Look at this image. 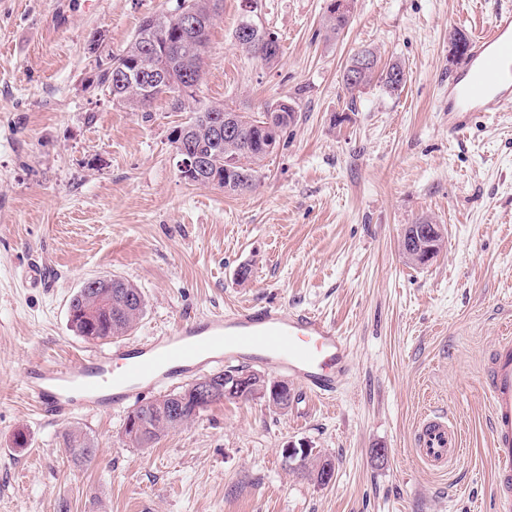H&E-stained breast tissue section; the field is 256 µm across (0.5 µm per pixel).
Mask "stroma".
Listing matches in <instances>:
<instances>
[{
	"mask_svg": "<svg viewBox=\"0 0 512 512\" xmlns=\"http://www.w3.org/2000/svg\"><path fill=\"white\" fill-rule=\"evenodd\" d=\"M174 2L0 0V512H493L480 376L512 329V104L451 126L449 34L486 29L512 0H354L330 39L329 0H256L250 15L223 0L199 99L297 111L258 188L234 195L179 178L169 132L186 115L167 99L146 120L87 87L97 58ZM247 15L278 37L275 66L237 46ZM361 47L403 64L401 91L349 97L341 76ZM425 219L444 245L415 266L401 241ZM33 264L47 287L25 282ZM104 274L145 296L128 340L238 302L282 304L333 321L354 370L335 400L227 402L152 448L126 439L123 410L49 419L22 372L95 350L68 308ZM431 410L463 439L445 472L412 451ZM74 429L98 449L91 465L62 448ZM290 443L332 458L335 482L287 469Z\"/></svg>",
	"mask_w": 512,
	"mask_h": 512,
	"instance_id": "obj_1",
	"label": "stroma"
}]
</instances>
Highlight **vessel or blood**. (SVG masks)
I'll return each instance as SVG.
<instances>
[{
	"label": "vessel or blood",
	"mask_w": 512,
	"mask_h": 512,
	"mask_svg": "<svg viewBox=\"0 0 512 512\" xmlns=\"http://www.w3.org/2000/svg\"><path fill=\"white\" fill-rule=\"evenodd\" d=\"M512 101V10L497 13L476 33L465 58L448 75V113L495 112ZM258 362L295 379L309 397L335 398L350 375L353 353L335 324L283 305L236 304L225 313L176 323L162 335L114 343L76 365L32 364L23 391L39 413L66 420L79 413L124 408L148 393L176 384L215 364ZM490 411L495 512H512V334L498 336L483 374ZM413 451L445 470L462 440L447 415L428 412L417 421Z\"/></svg>",
	"instance_id": "obj_1"
}]
</instances>
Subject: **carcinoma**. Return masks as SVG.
Returning <instances> with one entry per match:
<instances>
[{"instance_id": "1", "label": "carcinoma", "mask_w": 512, "mask_h": 512, "mask_svg": "<svg viewBox=\"0 0 512 512\" xmlns=\"http://www.w3.org/2000/svg\"><path fill=\"white\" fill-rule=\"evenodd\" d=\"M219 0H175L167 13L152 14L142 18L127 46L118 54H110L97 65L94 78L88 87L105 92L112 100L143 112L152 118L151 106L160 97H167L175 110L189 113L184 121L169 134L173 147L191 148L208 159V169L203 173L201 185H215L228 194L254 190L260 183L261 162L270 155L267 150L268 134L257 119H240L233 125L232 133L213 139L209 128L215 120H224L228 109L221 104H207L195 94H182L181 87L190 83L201 84L204 55L209 45L211 29L217 16ZM191 11L196 16L197 27H182L181 14ZM351 24V16L327 10L325 27L328 33L338 35ZM270 32L257 26L246 37L235 36L238 46L247 55L260 59L271 67L280 56L278 38L267 39ZM369 55L372 66L362 79L351 81L350 68L343 71L342 83L350 94V104L356 105L355 91L377 82L387 92L399 91L406 82L405 69L399 62L379 67L377 54L370 49L354 52L348 61L351 65L358 58ZM163 62L164 81L148 86L136 81L120 83L114 78L113 63L118 62L127 71L152 69ZM237 156L238 173L228 175L224 170V157ZM69 308L79 327V336L88 341H108L131 331L145 313V298L136 285L119 278L110 288H88L76 293ZM224 399L197 401L185 387L138 404L132 414L140 422L136 434L124 431L126 438L137 448H151L167 433L188 426L211 406ZM63 448L76 463L89 464L96 456L90 439L78 430L64 433Z\"/></svg>"}]
</instances>
